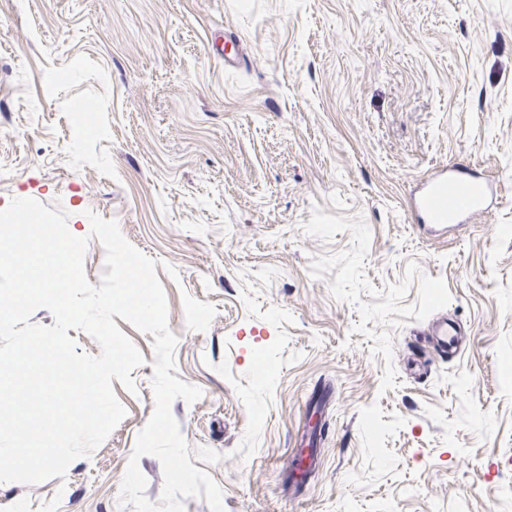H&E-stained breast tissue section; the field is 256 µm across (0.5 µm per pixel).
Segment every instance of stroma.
<instances>
[{
  "instance_id": "35a3bbf8",
  "label": "stroma",
  "mask_w": 512,
  "mask_h": 512,
  "mask_svg": "<svg viewBox=\"0 0 512 512\" xmlns=\"http://www.w3.org/2000/svg\"><path fill=\"white\" fill-rule=\"evenodd\" d=\"M454 166L491 206L427 231L414 199ZM15 198L77 236L117 221L158 261L176 376L203 391L171 412L225 512H512V0H0ZM438 314L455 358L429 344ZM117 326L145 359L136 392L112 384L125 418L66 478L0 483V512H134L154 337ZM429 336H434L433 341L443 355L451 357L459 355L462 334L454 326L448 325L447 316L438 317L432 321ZM320 444V441L309 437L305 440V448H301L298 464L296 466H291L289 470V474L291 476L293 484L303 483L307 480L303 477H299L302 475L309 476L313 473L316 462H317V448H313L311 446H317Z\"/></svg>"
}]
</instances>
